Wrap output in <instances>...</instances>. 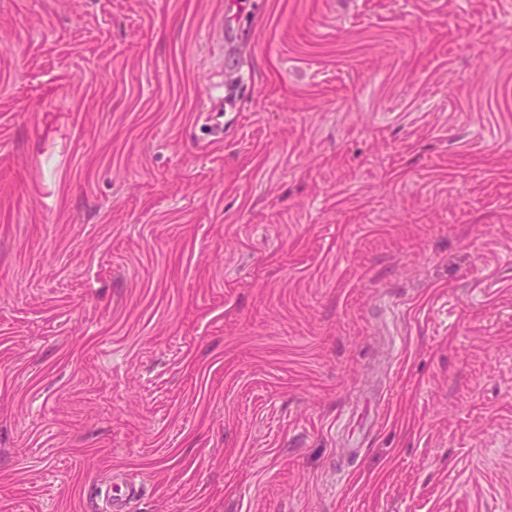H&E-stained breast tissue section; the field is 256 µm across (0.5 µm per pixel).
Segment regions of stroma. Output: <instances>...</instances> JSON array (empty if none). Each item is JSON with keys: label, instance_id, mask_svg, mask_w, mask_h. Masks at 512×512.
<instances>
[{"label": "stroma", "instance_id": "35a3bbf8", "mask_svg": "<svg viewBox=\"0 0 512 512\" xmlns=\"http://www.w3.org/2000/svg\"><path fill=\"white\" fill-rule=\"evenodd\" d=\"M512 512V0H0V512Z\"/></svg>", "mask_w": 512, "mask_h": 512}]
</instances>
